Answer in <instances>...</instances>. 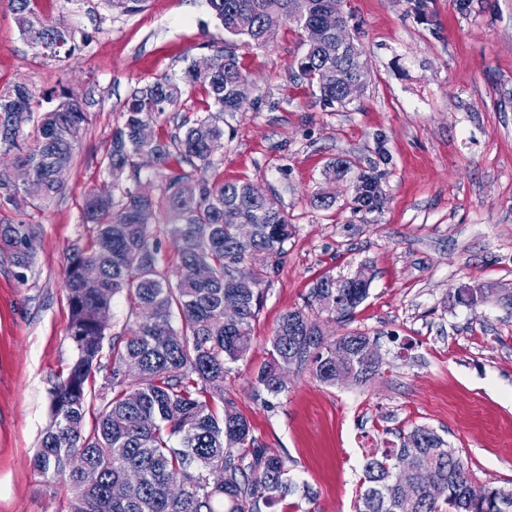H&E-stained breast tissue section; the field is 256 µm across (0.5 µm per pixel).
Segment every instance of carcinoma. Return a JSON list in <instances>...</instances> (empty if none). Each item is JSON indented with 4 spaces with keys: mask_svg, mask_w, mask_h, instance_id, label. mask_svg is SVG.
<instances>
[{
    "mask_svg": "<svg viewBox=\"0 0 512 512\" xmlns=\"http://www.w3.org/2000/svg\"><path fill=\"white\" fill-rule=\"evenodd\" d=\"M224 33L253 48H264L266 29L284 22L301 30L305 52L298 68L330 107H343L364 88L365 71L357 44L330 56L323 15L339 8L336 0H209ZM17 27L50 59L71 58L89 43L61 21L39 15L37 0H11ZM205 73L189 64L184 80L207 90L217 111L192 124L182 123L167 139L139 140V128L175 111L183 87L164 75L133 90L123 106V123L112 130L103 170L112 192L87 195L82 226L90 247L68 259L71 310L68 337L75 351L65 376L50 390L49 423L41 434L33 468L42 483L68 486V512H276L296 491L288 458L257 444L247 419L224 397L227 365L251 349L261 283L286 254L293 227L272 195L258 200L249 182L199 180L183 165L211 164L212 150L224 140V113L246 103L247 81L232 51L217 49ZM89 122L85 100L63 88L55 107L35 113L28 89L0 90V149L18 150L17 165L44 186L41 199L65 189L56 181L70 168L80 135ZM153 156L159 194L142 195L140 155ZM22 196L0 170V205L17 208ZM178 251L181 274L170 277L161 237ZM37 237L30 224H1L0 249L8 252L23 281L33 263ZM254 249L269 263L249 264ZM87 262L98 272V288H82L79 272ZM205 265L212 275L199 279ZM240 278L254 288L236 287ZM492 293L467 288L458 302L473 307ZM369 294V283L325 275L313 285L306 307L328 319H347ZM125 296L131 312L150 308L148 322L136 320L109 334L112 301ZM239 305L238 321L224 320V303ZM178 324H173V320ZM371 337L353 332L326 340L317 320L302 309L285 313L272 336L268 360L255 378V391L269 405L287 389L281 371L312 365L316 378L336 385V348L351 351L353 381L379 375L382 365L367 359ZM80 455L99 474L89 487L72 470ZM404 466L410 480L421 470L433 484L414 492L395 484ZM139 482L127 495L112 497V486L130 473ZM351 512H512V487L475 484L461 455L439 434L415 426L364 464Z\"/></svg>",
    "mask_w": 512,
    "mask_h": 512,
    "instance_id": "obj_1",
    "label": "carcinoma"
}]
</instances>
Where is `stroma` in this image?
Instances as JSON below:
<instances>
[{
    "instance_id": "obj_1",
    "label": "stroma",
    "mask_w": 512,
    "mask_h": 512,
    "mask_svg": "<svg viewBox=\"0 0 512 512\" xmlns=\"http://www.w3.org/2000/svg\"><path fill=\"white\" fill-rule=\"evenodd\" d=\"M41 15L90 37L72 59L50 60L21 35L0 0V89L24 84L40 108L67 87L87 101L61 195L14 209L0 224L34 225L37 254L19 281L0 253V512H66L68 491L40 485L31 459L49 422V390L74 355L67 336L68 257L86 243L80 216L90 190L107 191L100 161L131 90L181 77L192 59L223 48L249 87L224 116V141L196 176L248 180L274 195L293 226L287 253L263 285L249 355L231 364L224 394L259 444L288 459L313 500L283 512H350L365 451L397 446L427 426L459 451L480 484L512 486V309L488 299L458 304L459 290H512V0H342L362 52L366 85L343 107L325 105L298 75L295 25L250 49L224 33L207 0H144L123 13L107 0H38ZM206 90L184 89L176 120L212 111ZM377 198L358 201L362 177ZM327 203L317 206V196ZM372 276L349 321L376 339L379 376L327 386L311 368L291 370L271 405L254 395L256 373L282 314L303 307L320 277Z\"/></svg>"
}]
</instances>
